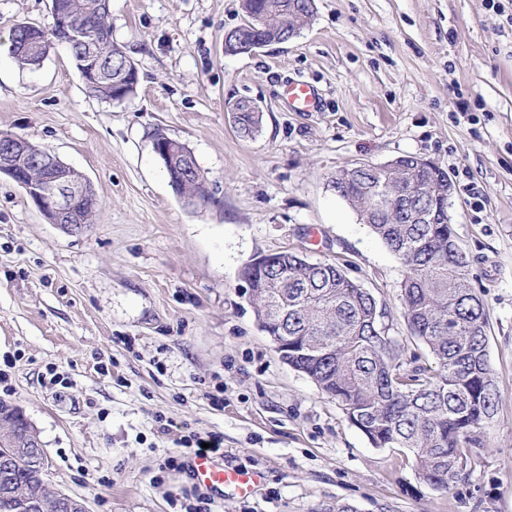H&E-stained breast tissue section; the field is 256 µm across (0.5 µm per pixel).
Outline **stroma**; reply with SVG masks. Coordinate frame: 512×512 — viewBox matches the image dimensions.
Masks as SVG:
<instances>
[{
  "instance_id": "obj_1",
  "label": "stroma",
  "mask_w": 512,
  "mask_h": 512,
  "mask_svg": "<svg viewBox=\"0 0 512 512\" xmlns=\"http://www.w3.org/2000/svg\"><path fill=\"white\" fill-rule=\"evenodd\" d=\"M315 6L288 43L231 56L242 0H110L112 41L138 69L117 104L88 95L64 46L19 68L4 44L17 24L50 27L49 0H0V132L52 150L101 204L68 234L0 176V399L37 429L49 487L90 512H190L201 495L212 512H512V0ZM288 80L320 108L290 110ZM243 97L263 113L251 138L226 110ZM157 128L192 151L207 203L173 191ZM405 154L452 181L449 215L490 314L497 413L447 492L280 359L239 278L264 254L341 259L405 359L431 364L400 314V262L333 187L343 167ZM192 432L261 472L257 493L201 488L177 444Z\"/></svg>"
}]
</instances>
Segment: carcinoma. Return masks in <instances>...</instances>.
I'll return each mask as SVG.
<instances>
[{
  "mask_svg": "<svg viewBox=\"0 0 512 512\" xmlns=\"http://www.w3.org/2000/svg\"><path fill=\"white\" fill-rule=\"evenodd\" d=\"M306 0H243L244 20L261 16L269 39L306 26ZM60 18L93 34L85 45L67 43L75 66L92 53L102 70L86 86L98 100L117 103L134 94L129 83L116 96L112 79L128 58L112 42L110 5L100 0H54ZM51 50L59 27L27 25L12 32L10 53L21 68L40 65L44 54L18 49L22 36ZM262 115L242 112L234 128L242 137L259 132ZM416 155H402L381 170L343 168L333 180L336 193L388 247L403 267L402 317L413 339L433 364L403 368V347L386 333L385 309L347 277L339 263L311 261L295 252L274 255L261 268L245 266L255 314H277L266 329L288 342V365L305 374L338 402L350 423L374 448H405L418 478L448 491L465 474L481 445L478 434L496 413V381L488 359L489 310L468 277L469 261L448 214V200L429 184ZM177 194L187 201L208 198L200 171L185 178ZM42 448L33 425L18 407L0 400V447ZM46 469L21 462L7 481L0 479V512H15V501L37 493L50 502Z\"/></svg>",
  "mask_w": 512,
  "mask_h": 512,
  "instance_id": "carcinoma-1",
  "label": "carcinoma"
}]
</instances>
